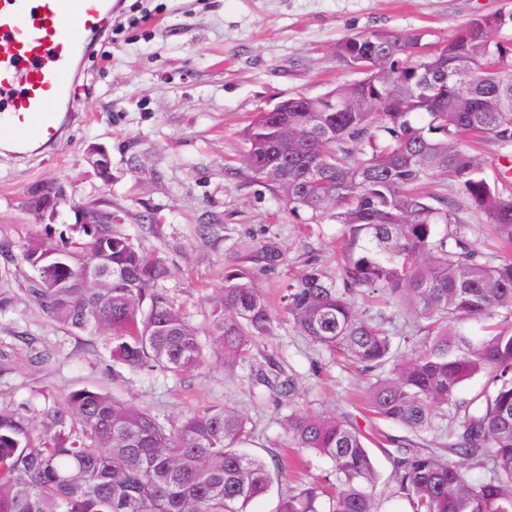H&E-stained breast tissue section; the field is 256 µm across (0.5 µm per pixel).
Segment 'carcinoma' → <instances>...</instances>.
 Returning a JSON list of instances; mask_svg holds the SVG:
<instances>
[{"mask_svg": "<svg viewBox=\"0 0 512 512\" xmlns=\"http://www.w3.org/2000/svg\"><path fill=\"white\" fill-rule=\"evenodd\" d=\"M423 31L366 29L336 43V58L362 76L326 93L288 97L286 112H257L243 131L242 163L279 188L293 214L341 225L343 257L331 276L310 263L283 289L288 321L313 344L375 374L365 402L377 417L431 430L460 385L486 382L458 407L448 452L482 479L419 446L393 455L395 488L377 497L362 433L334 415L291 412L289 447L326 456L333 477L281 496L278 512H512V167L490 181L474 144L512 146V8L479 14L434 45ZM493 226L500 253L468 237L466 216ZM88 240L29 241L5 263L38 272L29 292L45 314L99 338L132 371L189 374L205 364L202 330L159 287L157 259L112 233L81 225ZM96 259L108 281L87 288ZM379 290L414 315L410 353L393 349L390 321L356 303ZM488 322L485 336L465 329ZM275 317L255 278L224 273L207 335L224 363L247 360L273 335ZM283 397L291 381L259 374ZM246 420L206 407L166 426L102 390L69 392L42 412L31 435L25 410L0 404V512H245L272 483L269 466L241 452Z\"/></svg>", "mask_w": 512, "mask_h": 512, "instance_id": "1", "label": "carcinoma"}]
</instances>
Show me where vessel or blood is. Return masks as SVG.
I'll list each match as a JSON object with an SVG mask.
<instances>
[{
    "mask_svg": "<svg viewBox=\"0 0 512 512\" xmlns=\"http://www.w3.org/2000/svg\"><path fill=\"white\" fill-rule=\"evenodd\" d=\"M115 0H0V144L25 161L75 118L77 90Z\"/></svg>",
    "mask_w": 512,
    "mask_h": 512,
    "instance_id": "b4317fda",
    "label": "vessel or blood"
}]
</instances>
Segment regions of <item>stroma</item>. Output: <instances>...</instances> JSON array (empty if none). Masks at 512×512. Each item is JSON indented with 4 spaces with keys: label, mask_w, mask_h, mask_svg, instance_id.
Wrapping results in <instances>:
<instances>
[{
    "label": "stroma",
    "mask_w": 512,
    "mask_h": 512,
    "mask_svg": "<svg viewBox=\"0 0 512 512\" xmlns=\"http://www.w3.org/2000/svg\"><path fill=\"white\" fill-rule=\"evenodd\" d=\"M512 0H121V8L87 65L78 97L79 121L52 148L30 161L0 152V246L19 250L46 232L83 241L75 206L112 214L113 233L170 270L163 287L193 320L207 325L224 273L238 269L261 281L271 307L281 288L309 262L335 274L341 227L305 225L289 214L278 188L243 167L242 131L255 112L295 94L315 97L353 79L336 58L347 34L369 28L424 30L443 38L477 14ZM106 148L112 179L88 163L89 147ZM63 183L71 205L51 226L24 210L31 187ZM278 252L275 265L261 257ZM28 266L0 262V402L41 410L81 388H99L160 420L178 421L213 405L248 422L243 449L272 465L273 485L246 512H278L282 493L331 473L330 459L305 453L290 464L281 420L292 409L347 415L367 435L377 489L389 492L400 425L351 404L365 374L298 335L279 318L252 361L225 367L208 351L194 374L132 372L113 367L93 336L75 333L40 309L27 288ZM276 363L292 379L291 398L257 399V373Z\"/></svg>",
    "instance_id": "stroma-1"
}]
</instances>
